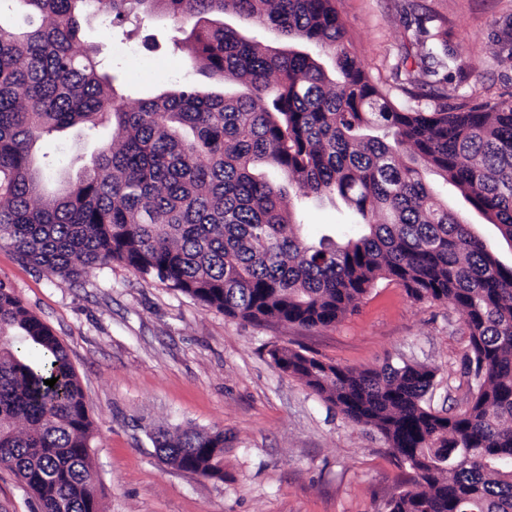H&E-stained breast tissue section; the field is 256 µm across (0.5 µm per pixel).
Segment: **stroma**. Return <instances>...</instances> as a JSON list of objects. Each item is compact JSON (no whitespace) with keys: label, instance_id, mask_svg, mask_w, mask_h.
Returning a JSON list of instances; mask_svg holds the SVG:
<instances>
[{"label":"stroma","instance_id":"1","mask_svg":"<svg viewBox=\"0 0 512 512\" xmlns=\"http://www.w3.org/2000/svg\"><path fill=\"white\" fill-rule=\"evenodd\" d=\"M336 9L348 49L379 84L392 85L419 22L430 18L464 67L447 85L449 105L512 98V0H336ZM141 33L124 41L109 36L99 17L82 22L84 41L127 75L137 54L172 62L169 20H146ZM111 139L108 124L92 134L70 128L45 136L40 152L73 178ZM448 206L512 266V246L493 224L456 194ZM303 222L313 239L329 225L352 233L355 218L323 197L307 202ZM0 281L68 351L95 422L102 512H387L408 468L380 435L282 373L270 356L276 345L358 370L387 361L434 367L425 404L440 413L463 409L471 397L460 313L448 302L412 301L389 280L326 328L231 319L118 263L65 282L6 245ZM186 426L223 428V481L158 459L150 429Z\"/></svg>","mask_w":512,"mask_h":512}]
</instances>
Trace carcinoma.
Instances as JSON below:
<instances>
[{
  "instance_id": "carcinoma-1",
  "label": "carcinoma",
  "mask_w": 512,
  "mask_h": 512,
  "mask_svg": "<svg viewBox=\"0 0 512 512\" xmlns=\"http://www.w3.org/2000/svg\"><path fill=\"white\" fill-rule=\"evenodd\" d=\"M0 14V244L74 279L114 262L201 305L250 322L329 327L381 280L416 301H449L469 336L467 406H424L435 369L357 371L276 347L270 356L351 421L383 436L413 473L388 512H512V266L448 208L429 172L512 243V100L448 107L444 70H461L447 32L419 27L394 80L374 82L345 43L336 0H10ZM139 15L194 24L196 84L129 106L81 39ZM272 32L267 45L224 17ZM433 87L422 106L415 74ZM117 137L55 192L33 148L44 135L103 123ZM281 173L284 187L265 170ZM335 197L359 231L316 242L302 202ZM57 379L54 386L47 379ZM85 394L62 343L0 282V467L39 512H100ZM157 457L224 481V430L150 434Z\"/></svg>"
}]
</instances>
